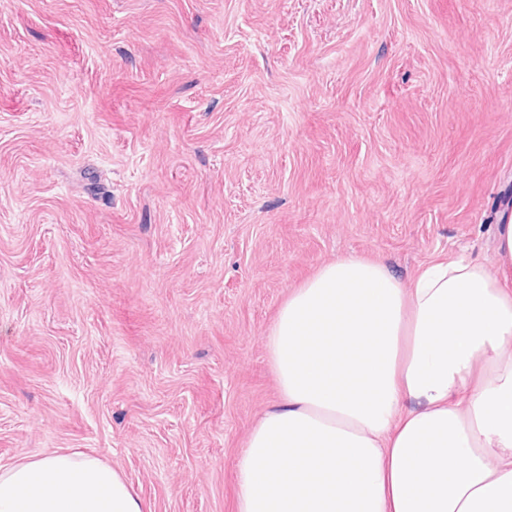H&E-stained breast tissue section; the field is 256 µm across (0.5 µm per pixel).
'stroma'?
Listing matches in <instances>:
<instances>
[{
    "label": "stroma",
    "instance_id": "stroma-1",
    "mask_svg": "<svg viewBox=\"0 0 512 512\" xmlns=\"http://www.w3.org/2000/svg\"><path fill=\"white\" fill-rule=\"evenodd\" d=\"M510 207L512 0H0V466L237 512L289 291Z\"/></svg>",
    "mask_w": 512,
    "mask_h": 512
}]
</instances>
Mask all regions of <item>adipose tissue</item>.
Returning <instances> with one entry per match:
<instances>
[{"label": "adipose tissue", "instance_id": "adipose-tissue-1", "mask_svg": "<svg viewBox=\"0 0 512 512\" xmlns=\"http://www.w3.org/2000/svg\"><path fill=\"white\" fill-rule=\"evenodd\" d=\"M496 270L403 284L350 255L290 290L266 334L278 399L238 463V512H512V218ZM0 512H144L95 456L0 466Z\"/></svg>", "mask_w": 512, "mask_h": 512}]
</instances>
